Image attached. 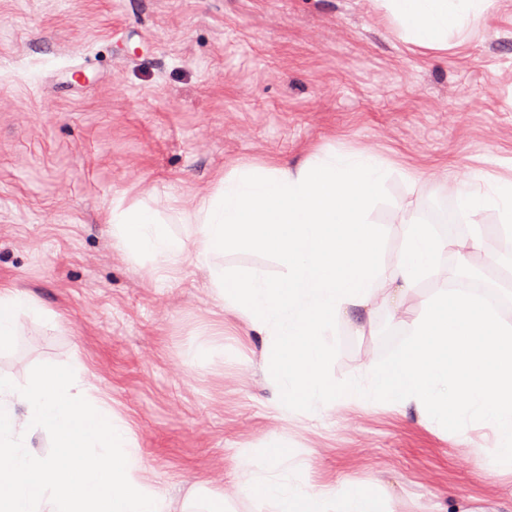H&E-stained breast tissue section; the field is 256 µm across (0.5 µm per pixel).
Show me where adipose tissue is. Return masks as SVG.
Masks as SVG:
<instances>
[{
	"mask_svg": "<svg viewBox=\"0 0 512 512\" xmlns=\"http://www.w3.org/2000/svg\"><path fill=\"white\" fill-rule=\"evenodd\" d=\"M374 2L408 42L444 50L449 31L464 29L496 0ZM387 174L379 156L365 150L315 153L295 165L283 160L243 164L216 175L212 188L189 205L170 202L178 223L190 227L186 237L167 233L157 211L148 206L118 205L109 219L112 241L126 253H149L153 275L189 259L208 265L212 255L231 246L278 255L286 269L280 279L215 269L211 286L225 311L248 319L269 337L265 365L286 403L313 407L326 393L327 338L349 307L367 304L380 293L400 302L447 251L481 249L489 264L503 263L487 248L489 231L467 240L438 237L399 205L395 219L404 228V242L393 270H386L380 261L382 231L370 212ZM448 190L463 217L474 219L493 206L503 225L512 224V178L487 186L473 178L449 184ZM43 313L27 294L0 287V350L13 342L20 315ZM288 453L281 442H270L264 471L247 476L245 489L257 502L274 503L276 512H330L332 487L296 484L275 471Z\"/></svg>",
	"mask_w": 512,
	"mask_h": 512,
	"instance_id": "adipose-tissue-1",
	"label": "adipose tissue"
}]
</instances>
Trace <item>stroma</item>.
Wrapping results in <instances>:
<instances>
[{
	"label": "stroma",
	"instance_id": "35a3bbf8",
	"mask_svg": "<svg viewBox=\"0 0 512 512\" xmlns=\"http://www.w3.org/2000/svg\"><path fill=\"white\" fill-rule=\"evenodd\" d=\"M451 42H405L373 0H0V285L60 316H20L0 376L21 387L37 364H82L177 510L202 512L196 489L220 484L229 512H273L238 475L279 440L293 482L340 498L364 488L382 512H512V467L491 464L481 423L453 433L416 400L354 395L283 411L266 337L225 312L208 272L187 262L150 280L108 224L113 206L147 203L183 237L169 200L191 201L216 174L354 149L390 168L371 214L385 266L402 244L396 205L466 239L440 177L512 176V0ZM463 262L495 291L512 281L482 252L444 253L401 305L337 317L333 377L368 379L383 327L412 331ZM211 264L285 273L275 254L244 248Z\"/></svg>",
	"mask_w": 512,
	"mask_h": 512
}]
</instances>
